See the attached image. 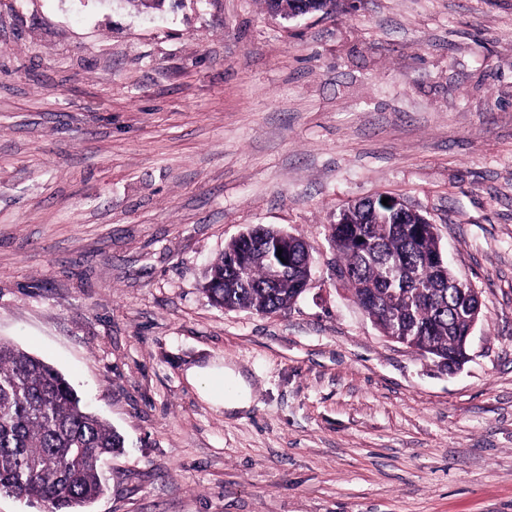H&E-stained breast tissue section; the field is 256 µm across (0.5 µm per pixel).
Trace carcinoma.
Segmentation results:
<instances>
[{
  "label": "carcinoma",
  "instance_id": "1",
  "mask_svg": "<svg viewBox=\"0 0 512 512\" xmlns=\"http://www.w3.org/2000/svg\"><path fill=\"white\" fill-rule=\"evenodd\" d=\"M286 19L333 9L339 0H264ZM422 212H394L361 200L341 209L332 225L338 240L337 276L364 305L383 334L440 360L454 357L468 326L469 301L437 237L420 233ZM277 254L275 229L251 228L232 241L206 273L215 306L267 315L295 303L314 266L311 250L288 255L269 282ZM125 447L124 437L89 412L68 380L50 364L0 341V493L43 506L44 512H88L107 489L103 463Z\"/></svg>",
  "mask_w": 512,
  "mask_h": 512
}]
</instances>
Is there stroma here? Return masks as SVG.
I'll use <instances>...</instances> for the list:
<instances>
[{
    "mask_svg": "<svg viewBox=\"0 0 512 512\" xmlns=\"http://www.w3.org/2000/svg\"><path fill=\"white\" fill-rule=\"evenodd\" d=\"M381 194L483 298L457 371L331 268ZM255 225L315 259L276 314L203 290ZM0 339L125 437L91 512H512V0H0ZM214 361L249 409L186 382ZM268 10L274 14L288 19V15L297 11L312 14L316 12L328 13L336 9L339 0H263ZM186 376L201 397L214 407L227 410H244L250 407V387L247 381L239 372L224 367V364L218 363L205 368L192 367L187 370ZM224 382L234 386L233 396H224L228 391ZM216 385H223L224 391L216 388Z\"/></svg>",
    "mask_w": 512,
    "mask_h": 512,
    "instance_id": "obj_1",
    "label": "stroma"
}]
</instances>
